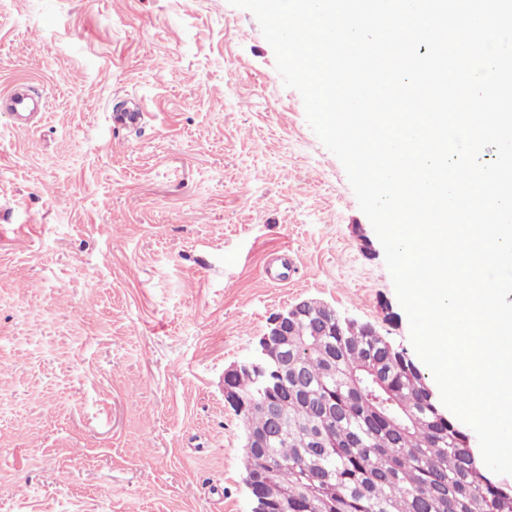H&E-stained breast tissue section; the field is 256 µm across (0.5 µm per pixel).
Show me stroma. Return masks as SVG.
<instances>
[{"label":"stroma","instance_id":"1","mask_svg":"<svg viewBox=\"0 0 512 512\" xmlns=\"http://www.w3.org/2000/svg\"><path fill=\"white\" fill-rule=\"evenodd\" d=\"M22 78L47 107L0 114V512H252L223 377L270 318L323 301L412 348L342 164L228 0H0V94Z\"/></svg>","mask_w":512,"mask_h":512}]
</instances>
